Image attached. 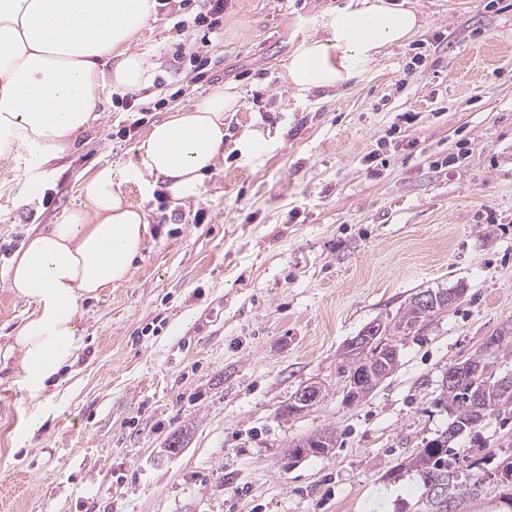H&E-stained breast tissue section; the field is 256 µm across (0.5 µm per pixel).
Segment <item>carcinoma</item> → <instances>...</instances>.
<instances>
[{
    "mask_svg": "<svg viewBox=\"0 0 512 512\" xmlns=\"http://www.w3.org/2000/svg\"><path fill=\"white\" fill-rule=\"evenodd\" d=\"M435 302L429 308L418 304V296H413L406 305L404 312L396 320L388 323L378 322L365 328L361 335L375 336L368 353L376 357L378 347H389L393 358L383 365L374 367V374L367 382V392H372L397 367L399 354L395 338L420 332L434 317L448 309L453 298L448 293H434ZM512 349V322L506 323V328L499 330L497 345L492 350L481 346L466 362L481 366L484 370L490 360L500 353ZM440 402L448 406L454 413L450 423L456 433L471 430L492 416H498L512 408V390L503 387L501 380L489 382L480 372L462 381L454 388L441 389ZM334 432L326 429L290 445L288 456L300 459L307 456H317L323 453V448L334 447ZM448 432H443L438 438L429 441L412 459V465L421 477L424 487L428 490L427 512H452L450 498L455 496L450 488L448 479Z\"/></svg>",
    "mask_w": 512,
    "mask_h": 512,
    "instance_id": "carcinoma-1",
    "label": "carcinoma"
}]
</instances>
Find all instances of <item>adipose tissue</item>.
Segmentation results:
<instances>
[{"instance_id": "adipose-tissue-1", "label": "adipose tissue", "mask_w": 512, "mask_h": 512, "mask_svg": "<svg viewBox=\"0 0 512 512\" xmlns=\"http://www.w3.org/2000/svg\"><path fill=\"white\" fill-rule=\"evenodd\" d=\"M155 0H0V160L32 150L36 162L62 156L94 120L105 87L138 93L154 78L135 48ZM421 27L397 0H351L328 12L319 31L281 63L299 93L340 88ZM237 90L215 89L154 125L135 146L125 182L166 180L173 203L198 195L224 150V118ZM84 207L31 236L15 255L8 286L35 309L15 330L19 374L31 393L70 364L83 347L84 299L128 281L148 222L143 205L119 189L111 169L82 186Z\"/></svg>"}]
</instances>
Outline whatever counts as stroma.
<instances>
[{"label":"stroma","instance_id":"35a3bbf8","mask_svg":"<svg viewBox=\"0 0 512 512\" xmlns=\"http://www.w3.org/2000/svg\"><path fill=\"white\" fill-rule=\"evenodd\" d=\"M344 3L229 0L210 34L195 7L157 11L136 45L155 65L151 112L108 86L63 156L0 161L3 245L82 206V183L171 112L227 84L241 95L200 196L174 207L154 196L162 178L123 184L145 246L130 280L84 299V347L35 396L12 340L32 307L0 263V512H425L408 462L452 420L442 376L512 320V0H409L413 38L341 88L294 93L281 59ZM205 39L197 82L187 49ZM249 136L258 152L240 151ZM427 289L455 299L348 402L345 345ZM311 384L319 401L283 415ZM327 428L334 448L285 466L291 441ZM510 457L512 412L452 441L456 512H512Z\"/></svg>","mask_w":512,"mask_h":512}]
</instances>
